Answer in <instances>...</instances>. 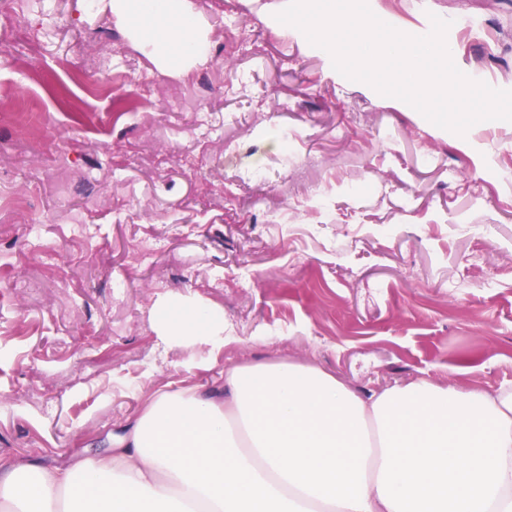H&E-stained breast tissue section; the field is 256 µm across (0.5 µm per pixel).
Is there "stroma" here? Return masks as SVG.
<instances>
[{
	"label": "stroma",
	"mask_w": 512,
	"mask_h": 512,
	"mask_svg": "<svg viewBox=\"0 0 512 512\" xmlns=\"http://www.w3.org/2000/svg\"><path fill=\"white\" fill-rule=\"evenodd\" d=\"M274 0H190L204 64L161 72L105 0L0 17V463L111 448L158 388L302 361L360 394L512 388V122L460 137L346 79ZM453 21L512 90V0H369ZM235 342L171 348L159 301Z\"/></svg>",
	"instance_id": "1"
}]
</instances>
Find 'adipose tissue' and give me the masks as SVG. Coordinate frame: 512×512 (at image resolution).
I'll list each match as a JSON object with an SVG mask.
<instances>
[{
  "instance_id": "obj_1",
  "label": "adipose tissue",
  "mask_w": 512,
  "mask_h": 512,
  "mask_svg": "<svg viewBox=\"0 0 512 512\" xmlns=\"http://www.w3.org/2000/svg\"><path fill=\"white\" fill-rule=\"evenodd\" d=\"M162 71L205 62L188 0H109ZM165 343L229 344L220 313L157 318ZM0 512H512V390L423 379L367 395L309 363L242 364L151 392L110 450L0 465Z\"/></svg>"
}]
</instances>
